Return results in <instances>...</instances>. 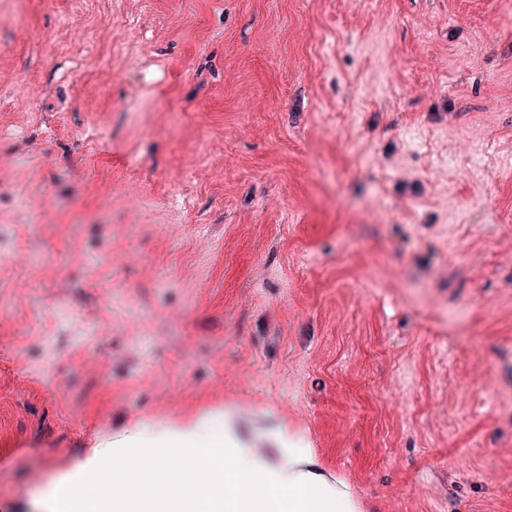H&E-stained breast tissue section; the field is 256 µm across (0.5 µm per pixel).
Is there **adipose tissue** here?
<instances>
[{
    "mask_svg": "<svg viewBox=\"0 0 512 512\" xmlns=\"http://www.w3.org/2000/svg\"><path fill=\"white\" fill-rule=\"evenodd\" d=\"M276 445L275 460L264 457ZM300 433L279 428L242 446L222 412L148 424L129 420L72 463H60L47 512H359L316 469ZM119 479L104 484L105 470Z\"/></svg>",
    "mask_w": 512,
    "mask_h": 512,
    "instance_id": "adipose-tissue-1",
    "label": "adipose tissue"
}]
</instances>
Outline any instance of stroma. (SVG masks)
Listing matches in <instances>:
<instances>
[{"label": "stroma", "mask_w": 512, "mask_h": 512, "mask_svg": "<svg viewBox=\"0 0 512 512\" xmlns=\"http://www.w3.org/2000/svg\"><path fill=\"white\" fill-rule=\"evenodd\" d=\"M213 404L512 512V0H0V501Z\"/></svg>", "instance_id": "stroma-1"}]
</instances>
